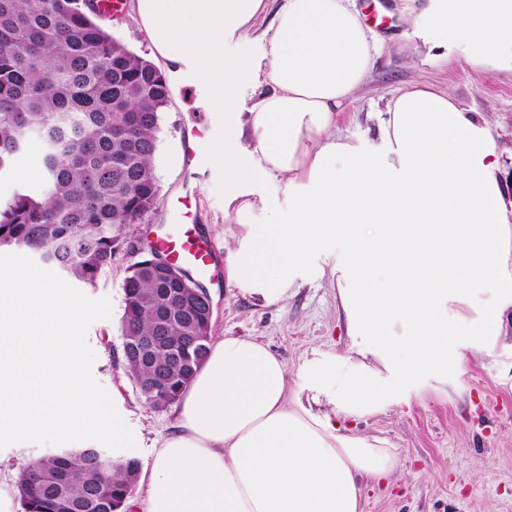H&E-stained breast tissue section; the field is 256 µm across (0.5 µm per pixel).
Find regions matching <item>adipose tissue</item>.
I'll list each match as a JSON object with an SVG mask.
<instances>
[{
	"mask_svg": "<svg viewBox=\"0 0 512 512\" xmlns=\"http://www.w3.org/2000/svg\"><path fill=\"white\" fill-rule=\"evenodd\" d=\"M169 76L193 67L224 138L205 146L224 174L236 226L229 281L271 305L332 249L347 354L303 375L331 409L290 396L267 346L215 341L182 393L173 431L132 512H362L363 481L389 479L392 445L347 427L424 385L458 378L467 354H491L512 310V202L487 120L424 85L386 108L377 145L337 135L370 73L378 35L355 0H283L268 66L228 52L266 0H137ZM423 27L469 45L472 65L512 51V0H431ZM267 84L248 114L246 86ZM280 181L287 208L257 197Z\"/></svg>",
	"mask_w": 512,
	"mask_h": 512,
	"instance_id": "adipose-tissue-1",
	"label": "adipose tissue"
}]
</instances>
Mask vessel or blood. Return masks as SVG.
Here are the masks:
<instances>
[{
	"label": "vessel or blood",
	"instance_id": "vessel-or-blood-1",
	"mask_svg": "<svg viewBox=\"0 0 512 512\" xmlns=\"http://www.w3.org/2000/svg\"><path fill=\"white\" fill-rule=\"evenodd\" d=\"M197 217L189 205L172 206L166 229L152 241L153 249L170 263L193 276L206 277L212 272L215 255L196 227Z\"/></svg>",
	"mask_w": 512,
	"mask_h": 512
}]
</instances>
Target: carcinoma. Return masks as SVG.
Wrapping results in <instances>:
<instances>
[{
  "label": "carcinoma",
  "mask_w": 512,
  "mask_h": 512,
  "mask_svg": "<svg viewBox=\"0 0 512 512\" xmlns=\"http://www.w3.org/2000/svg\"><path fill=\"white\" fill-rule=\"evenodd\" d=\"M88 0H0V177L38 132L42 168L32 187L0 202V246L27 253L70 281L94 285L153 211L152 166L171 85L96 21ZM155 251L123 284L121 364L151 405L173 404L209 352L213 308L204 288L159 265ZM136 459L106 463L96 448L43 456L16 476L21 512H123Z\"/></svg>",
  "instance_id": "1"
}]
</instances>
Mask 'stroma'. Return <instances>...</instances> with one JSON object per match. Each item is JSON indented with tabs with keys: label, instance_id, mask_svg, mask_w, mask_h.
<instances>
[{
	"label": "stroma",
	"instance_id": "35a3bbf8",
	"mask_svg": "<svg viewBox=\"0 0 512 512\" xmlns=\"http://www.w3.org/2000/svg\"><path fill=\"white\" fill-rule=\"evenodd\" d=\"M387 17L375 66L342 113V133L357 139L375 137L380 114L390 99L410 83L421 82L450 93L469 112L490 121L503 167L500 179L512 197V68L476 69L466 61L467 46L449 38L441 45L448 62L433 64L429 45L416 36L408 21L428 0H380ZM102 26L131 51L152 59L153 46L141 28L134 7ZM206 91L173 92L161 114V133L154 155L160 186L157 204L141 223L130 224V241L151 242L156 225L164 223L173 194L193 181L197 222L219 260H226L224 240L235 226L224 213V177L215 166L190 178L183 170V135L194 124L212 119ZM122 249L99 276L83 287L87 297L109 298L112 315L93 322L86 334L96 355L92 374L108 392L117 411L138 439L132 456L151 462L175 420L174 408L158 409L140 395L124 371L119 324L124 302L122 285L136 262ZM324 273L298 281L283 299L267 305L219 278L206 282L213 305L212 337H234L267 344L286 364L291 377L320 355L347 353L350 340L338 299L330 260ZM507 336L492 356L468 357L455 384L431 383L409 402L391 404L365 419L348 420L352 430L387 439L395 448L398 468L387 481L363 486V512H512V318ZM53 445L12 444L0 449V512H21L15 478L30 459L56 453Z\"/></svg>",
	"mask_w": 512,
	"mask_h": 512
}]
</instances>
